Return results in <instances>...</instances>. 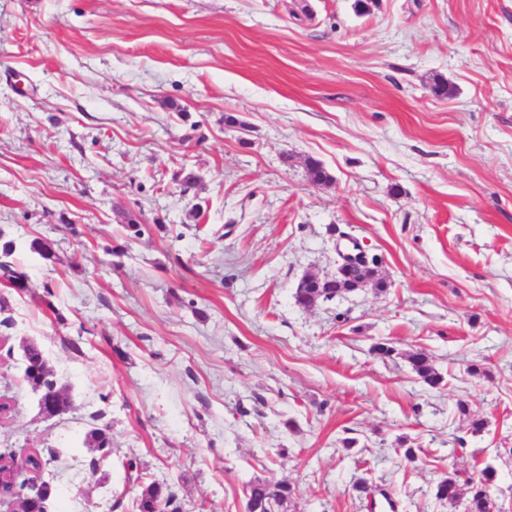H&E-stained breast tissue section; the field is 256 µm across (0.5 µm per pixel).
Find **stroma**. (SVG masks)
Wrapping results in <instances>:
<instances>
[{
	"label": "stroma",
	"instance_id": "obj_1",
	"mask_svg": "<svg viewBox=\"0 0 512 512\" xmlns=\"http://www.w3.org/2000/svg\"><path fill=\"white\" fill-rule=\"evenodd\" d=\"M344 233L387 290L297 306ZM0 234L29 276L0 284V451L57 452L50 512H135L144 480L243 512L270 478L289 512H467L488 464L512 512V0H0ZM22 378L29 386L39 388L47 404L50 403L59 413L66 412L70 407L66 389L58 385L42 350L35 344L23 348ZM412 371L428 386L435 387L443 383V376L434 368L429 357L416 352L409 358ZM86 441L89 443L91 448H94L100 453L97 459L92 461L95 467L107 466L112 463V440L107 432V429L100 427H93L86 434ZM100 449H104L107 453L101 455ZM294 494L287 481L263 479L249 484L247 498L262 505L261 512H288Z\"/></svg>",
	"mask_w": 512,
	"mask_h": 512
}]
</instances>
